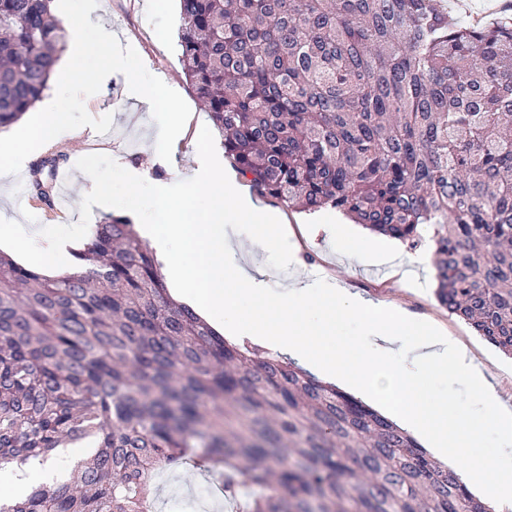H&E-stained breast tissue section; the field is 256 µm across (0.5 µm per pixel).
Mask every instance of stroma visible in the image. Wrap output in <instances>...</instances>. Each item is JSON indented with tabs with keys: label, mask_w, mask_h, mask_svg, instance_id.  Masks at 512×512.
Returning a JSON list of instances; mask_svg holds the SVG:
<instances>
[{
	"label": "stroma",
	"mask_w": 512,
	"mask_h": 512,
	"mask_svg": "<svg viewBox=\"0 0 512 512\" xmlns=\"http://www.w3.org/2000/svg\"><path fill=\"white\" fill-rule=\"evenodd\" d=\"M92 15L114 34L121 45L132 46L146 69L167 85L177 87L187 102L191 116L176 139L170 161L151 163V148L158 126L148 107L130 92L124 74L114 73L100 91L85 100L92 117L112 114L113 137L95 151L85 148L95 131L84 126L44 144L23 163L19 174L6 176L8 195L0 200V225L23 224L59 236L68 222L90 225L105 214L128 218L132 224H162L160 195L195 193L191 178L206 151L221 140L196 93L186 81L179 61L178 33L181 25L178 0H169L166 9L152 6L151 0H98ZM52 157L57 167L72 169L67 197L71 202L69 221L45 218L36 210H23L21 193L35 195L29 176L42 158ZM148 168L149 180L134 203L125 201V185L133 171ZM294 237L265 252H249L245 258L271 268V287L287 285L299 267L308 272L337 279L343 287L373 300L402 308L415 316H428L447 327L484 364L500 401L512 407V358L486 341L461 318L441 307L433 294L432 263L411 262V252L394 243V263L373 264L347 256L334 237L314 232L310 221L295 225ZM155 512H230L208 494L209 478L192 465H184L162 475Z\"/></svg>",
	"instance_id": "35a3bbf8"
}]
</instances>
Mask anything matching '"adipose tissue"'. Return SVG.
Masks as SVG:
<instances>
[{
	"label": "adipose tissue",
	"instance_id": "ef3b65f1",
	"mask_svg": "<svg viewBox=\"0 0 512 512\" xmlns=\"http://www.w3.org/2000/svg\"><path fill=\"white\" fill-rule=\"evenodd\" d=\"M192 182L203 188L202 197L168 200L164 229L142 227L169 256L167 275L174 289L192 294L225 335L250 340L270 355L293 359L380 401L407 429L455 462L463 483L484 486L495 512H507L512 507V409L498 401L482 364L433 321L348 289L302 278L270 287L268 271L241 263L240 247L224 228L248 221V246L261 251L288 234L278 213L255 202L220 158H211ZM35 235V229L21 224L0 226V245L12 246L46 269L62 267L67 261L63 250H32ZM352 319L362 324L360 336L350 344L337 343V330ZM434 377L447 379L451 390L432 397L428 381ZM461 382L479 393L478 409L458 406L453 387ZM487 427L496 435L498 451L482 456L475 449ZM91 450L88 443L57 448L48 460L13 464L0 473V497L20 500L35 482H63L69 468Z\"/></svg>",
	"mask_w": 512,
	"mask_h": 512
}]
</instances>
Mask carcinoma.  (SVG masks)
Returning a JSON list of instances; mask_svg holds the SVG:
<instances>
[{"label":"carcinoma","instance_id":"carcinoma-1","mask_svg":"<svg viewBox=\"0 0 512 512\" xmlns=\"http://www.w3.org/2000/svg\"><path fill=\"white\" fill-rule=\"evenodd\" d=\"M51 0H0V129L63 48ZM437 0H179L183 73L238 173L410 249L435 297L512 355V19ZM47 277L0 251V464L95 440L72 481L0 512H152L156 470L198 458L246 512H470L452 470L294 362L174 302L155 252L106 214Z\"/></svg>","mask_w":512,"mask_h":512}]
</instances>
